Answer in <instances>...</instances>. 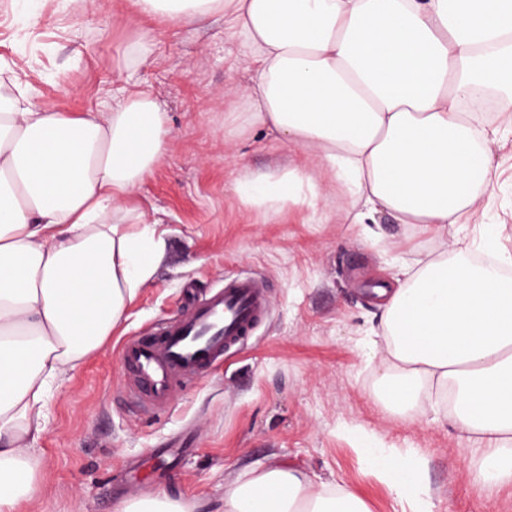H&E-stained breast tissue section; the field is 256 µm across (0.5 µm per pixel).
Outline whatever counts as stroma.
Returning <instances> with one entry per match:
<instances>
[{"label":"stroma","mask_w":512,"mask_h":512,"mask_svg":"<svg viewBox=\"0 0 512 512\" xmlns=\"http://www.w3.org/2000/svg\"><path fill=\"white\" fill-rule=\"evenodd\" d=\"M19 11V0H0V76L25 74L35 101L104 112L113 92L144 86L169 116L167 153L131 197L164 252L104 347L55 385L34 444L40 491L25 512H113L160 489L215 512L244 469L271 464L347 487L369 512H406L360 450V429L382 447L416 449L433 512H512L511 485L479 492L478 455L452 423L409 424L376 400L381 367L370 351L383 328L369 286L439 243L387 216L376 237H363L332 204L342 186L323 173V198L276 211L235 192L242 170L316 162L244 124L230 93L245 80L240 48L225 37L223 16L171 27L140 62L130 48L151 22L135 16L131 0H96L90 11L39 0L27 21ZM485 206L486 223L512 227L511 127L494 148ZM236 274L269 283L267 319L222 370L177 392L172 411H141L125 391L123 339L184 312L186 284L203 294Z\"/></svg>","instance_id":"35a3bbf8"}]
</instances>
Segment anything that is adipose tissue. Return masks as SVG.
Here are the masks:
<instances>
[{
  "label": "adipose tissue",
  "instance_id": "ef3b65f1",
  "mask_svg": "<svg viewBox=\"0 0 512 512\" xmlns=\"http://www.w3.org/2000/svg\"><path fill=\"white\" fill-rule=\"evenodd\" d=\"M162 27L224 16L240 42L247 124L309 150L344 189L365 236L376 215L447 240L483 212L499 129L466 107L474 88L512 98V0H134ZM152 91L122 90L106 112H57L28 83L0 84V512L40 490L28 451L58 381L97 353L155 272L163 241L131 206L167 151ZM305 168L242 171L258 207L301 201ZM512 251L494 267L455 246L399 268L377 294L378 395L410 422L455 420L480 450L477 485L512 484ZM378 470L412 512H432L416 450L388 448ZM167 491L114 512H198ZM220 512H369L354 492L285 465L249 468Z\"/></svg>",
  "mask_w": 512,
  "mask_h": 512
}]
</instances>
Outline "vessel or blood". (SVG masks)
I'll use <instances>...</instances> for the list:
<instances>
[{"mask_svg": "<svg viewBox=\"0 0 512 512\" xmlns=\"http://www.w3.org/2000/svg\"><path fill=\"white\" fill-rule=\"evenodd\" d=\"M269 308L259 278L232 276L194 300L185 313L127 337L120 356L129 396L150 413L169 411L176 391L221 368L226 353L254 336Z\"/></svg>", "mask_w": 512, "mask_h": 512, "instance_id": "vessel-or-blood-1", "label": "vessel or blood"}]
</instances>
